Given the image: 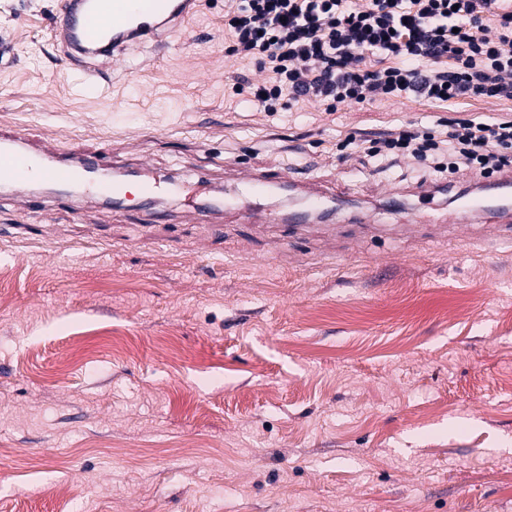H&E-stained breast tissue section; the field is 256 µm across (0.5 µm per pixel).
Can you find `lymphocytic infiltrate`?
Listing matches in <instances>:
<instances>
[{
    "label": "lymphocytic infiltrate",
    "mask_w": 512,
    "mask_h": 512,
    "mask_svg": "<svg viewBox=\"0 0 512 512\" xmlns=\"http://www.w3.org/2000/svg\"><path fill=\"white\" fill-rule=\"evenodd\" d=\"M230 56L268 77L236 85L266 112L314 100L512 101V0H229ZM375 65H366V57ZM367 156L488 178L512 167V118L445 119L370 140Z\"/></svg>",
    "instance_id": "f902f5d3"
}]
</instances>
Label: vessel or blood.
<instances>
[{"label":"vessel or blood","instance_id":"obj_1","mask_svg":"<svg viewBox=\"0 0 512 512\" xmlns=\"http://www.w3.org/2000/svg\"><path fill=\"white\" fill-rule=\"evenodd\" d=\"M195 4L196 0H63L53 17L52 30L67 59L75 63L74 79L85 86L96 85L122 71L131 52L162 48V31L191 14ZM106 163L102 155L71 156L51 163L44 152L24 145L21 139H0V181L19 189L28 188L38 177L85 188L90 198L108 201L124 194V183L100 185L87 180L90 170L104 169ZM281 182V177L252 172L238 181L236 188L246 199L256 202ZM495 185L498 192L494 195L483 188L473 191L453 213V223L466 224L472 216L481 215L494 224H511L512 172L502 173ZM329 201L323 189L306 187L301 207L289 212L288 219L301 222L330 215Z\"/></svg>","mask_w":512,"mask_h":512}]
</instances>
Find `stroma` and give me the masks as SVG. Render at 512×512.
I'll return each mask as SVG.
<instances>
[{
    "label": "stroma",
    "mask_w": 512,
    "mask_h": 512,
    "mask_svg": "<svg viewBox=\"0 0 512 512\" xmlns=\"http://www.w3.org/2000/svg\"><path fill=\"white\" fill-rule=\"evenodd\" d=\"M60 0H0V133L104 152L122 206L0 183V512H512V224H433L479 184L361 141L512 102L399 98L265 112L233 86L224 0L165 51L79 87L50 41ZM294 169L338 211L246 221L225 173ZM200 184L223 235L190 222ZM406 194L392 213L388 194ZM367 215L351 223L353 213ZM69 503L45 496L60 477Z\"/></svg>",
    "instance_id": "1"
}]
</instances>
